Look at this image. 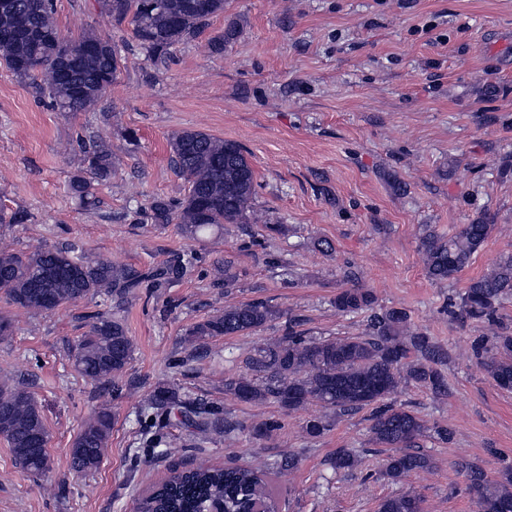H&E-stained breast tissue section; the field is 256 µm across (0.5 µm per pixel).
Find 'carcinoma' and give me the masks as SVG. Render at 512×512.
Instances as JSON below:
<instances>
[{
  "label": "carcinoma",
  "mask_w": 512,
  "mask_h": 512,
  "mask_svg": "<svg viewBox=\"0 0 512 512\" xmlns=\"http://www.w3.org/2000/svg\"><path fill=\"white\" fill-rule=\"evenodd\" d=\"M100 13L117 25L131 27L139 46L154 56L196 38L209 20L224 12V0H161L149 7L147 0H98ZM237 35L232 25L208 41L211 52L221 54ZM0 57L16 77L30 82L39 97L60 112H87L103 98L106 87L116 82L120 70L110 39L89 30L75 41L60 37L54 0H0ZM171 159L188 184L187 194L176 205L156 201L151 206L155 224H176L182 235L197 239L226 224H263L255 209L256 177L242 147L231 140L201 130H182L169 140ZM88 176L73 177L70 189L86 208L95 205L91 180L112 175V150L103 141L85 149ZM493 225L483 217L460 224L443 236L427 231L421 238V254L428 277L434 281L454 278L470 262L490 236ZM192 257L173 254L149 273L151 287L169 288ZM231 262L214 266L213 278L228 287L234 283ZM141 276L109 258L75 254V248L42 246L31 252L0 249V291L9 305L25 312L52 311L88 297L104 294L128 298L139 287ZM512 298V258L467 285L453 314L480 323L489 335L477 336L470 357L482 366L502 389L512 390V334L500 310ZM375 297L367 288H342L334 305L340 314L372 308ZM280 311L262 302L228 305L224 310L190 327L184 342L197 350L218 336H248L277 317ZM133 344L123 321L110 314L93 317L87 333L71 347L77 372L93 381L108 382L131 362ZM441 352L431 338L410 326L408 314L390 308L373 314L364 336L307 337L288 329V334L251 351L246 359L248 375L224 379V394L250 403L276 401L288 412L316 403L336 413L371 408V442L392 453L382 475L397 485L412 474L432 467V458L418 449L417 441L433 437L443 443L452 431L429 427L395 400L399 388L415 382L438 396L448 381L437 364ZM142 413L156 428L149 444L157 448L199 446L215 438L231 440L241 429L225 418L220 408L203 406L186 393L159 386L145 400ZM188 429L187 442L167 439L163 429L172 419ZM325 416H315L302 426L317 438L330 430ZM112 432V413L103 407L83 426L70 454L71 468L90 472L98 468ZM0 437L11 450L17 469L32 476L50 467L44 444L49 431L33 393L22 381L0 385ZM358 454L336 450L333 470L352 471ZM295 467L294 458L275 460L266 469L227 467L174 468L170 475L142 497L137 512H249L255 503L267 512H279L268 477ZM469 487L477 495L478 512H512V467L491 479L478 466L462 463ZM378 512H422L420 498L410 491L383 498Z\"/></svg>",
  "instance_id": "obj_1"
}]
</instances>
